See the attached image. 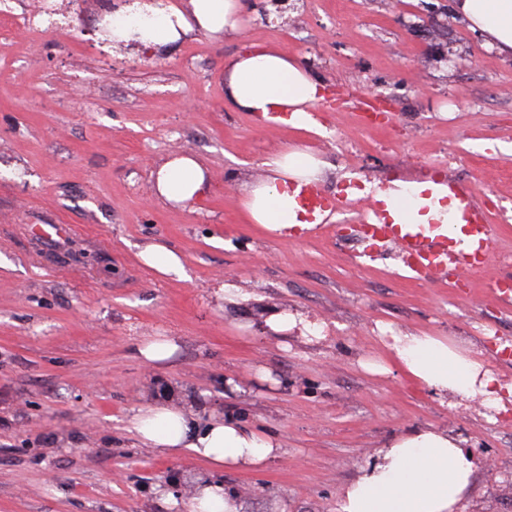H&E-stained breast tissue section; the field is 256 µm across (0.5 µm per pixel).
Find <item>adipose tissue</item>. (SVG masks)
Wrapping results in <instances>:
<instances>
[{
  "instance_id": "obj_1",
  "label": "adipose tissue",
  "mask_w": 512,
  "mask_h": 512,
  "mask_svg": "<svg viewBox=\"0 0 512 512\" xmlns=\"http://www.w3.org/2000/svg\"><path fill=\"white\" fill-rule=\"evenodd\" d=\"M189 5L186 11H154L149 19L138 12L115 16L112 34L151 45L172 43L193 31L218 36L239 28L242 0H189ZM454 12L482 33L489 47L512 57V0H455ZM224 92L238 110L263 120L288 112L293 128L320 129L312 111L323 98V88L298 58L265 47L240 53L224 70ZM264 166L265 180L243 187L244 214L250 223L279 232L299 221L289 183L319 181L325 167L303 146L269 156ZM153 177L156 198L172 206L196 203L210 188L206 168L191 155L165 161ZM380 334L390 358L363 362L366 371L385 373L398 367L439 398L479 399L491 420L512 403V385L502 384L464 342L388 326ZM127 429L142 444L188 453L217 468L259 467L283 452L271 436L243 425L234 415L202 421L189 410L166 404L138 409ZM480 469L479 458L448 431L412 428L383 446L342 487L336 512H457Z\"/></svg>"
}]
</instances>
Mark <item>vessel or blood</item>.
<instances>
[{"label": "vessel or blood", "mask_w": 512, "mask_h": 512, "mask_svg": "<svg viewBox=\"0 0 512 512\" xmlns=\"http://www.w3.org/2000/svg\"><path fill=\"white\" fill-rule=\"evenodd\" d=\"M433 182V187L415 197L418 214L431 217L427 223L399 222L388 196L370 197L366 205L368 220L358 229L368 245L367 251L359 255V266L368 268L382 259V248L390 243L403 255L411 281L435 279L456 269L478 272L486 267L495 250V237L477 191L468 184L440 176L434 177ZM439 186L447 189V198L454 205L452 219L446 224L433 215L435 189ZM290 191L303 221L302 226L289 228V235L295 237L306 236L308 230L317 229L343 208L339 197L316 183H294Z\"/></svg>", "instance_id": "1"}]
</instances>
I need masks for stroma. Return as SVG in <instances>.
<instances>
[{
  "instance_id": "obj_1",
  "label": "stroma",
  "mask_w": 512,
  "mask_h": 512,
  "mask_svg": "<svg viewBox=\"0 0 512 512\" xmlns=\"http://www.w3.org/2000/svg\"><path fill=\"white\" fill-rule=\"evenodd\" d=\"M453 2L289 0L273 23L248 9L238 33L130 50L94 19L114 0H75L56 29L0 16V512H182L207 476L241 512H336L384 443L428 426L481 452L459 512H512V410L493 422L358 364L387 358L388 325L474 341L512 384V304L484 291L486 276H512V59ZM252 45L306 59L325 83L321 134L226 103L224 68ZM300 143L353 207L304 238L246 222L242 179ZM182 154L206 167L210 194L160 203L153 173ZM410 174L481 195L498 238L486 273L411 283L393 247L352 263L359 190ZM151 243L181 256L184 278L141 261ZM273 309L323 324V339L259 331ZM162 338L175 354L145 360L142 344ZM158 402L235 414L283 453L214 472L143 445L127 420Z\"/></svg>"
}]
</instances>
